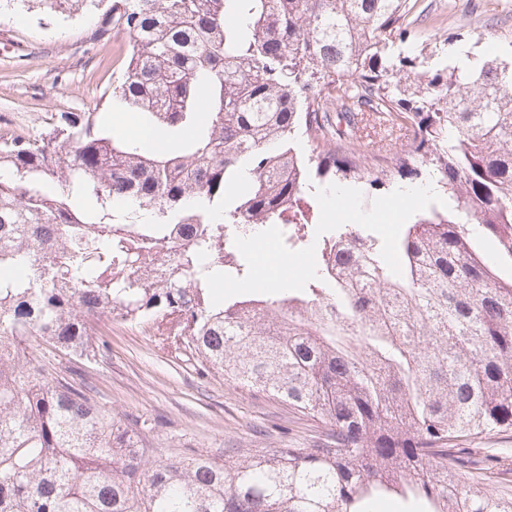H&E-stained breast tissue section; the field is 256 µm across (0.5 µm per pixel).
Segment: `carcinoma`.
I'll return each mask as SVG.
<instances>
[{
  "label": "carcinoma",
  "instance_id": "1",
  "mask_svg": "<svg viewBox=\"0 0 512 512\" xmlns=\"http://www.w3.org/2000/svg\"><path fill=\"white\" fill-rule=\"evenodd\" d=\"M102 0H39L50 13ZM411 0H112L130 37L112 101L165 143L60 112L0 135V512H369L383 495L427 512H512L511 467L472 472L450 444L512 428V63L433 67L403 48ZM388 112L411 142L378 168L329 119ZM312 146L308 156L300 142ZM434 179L398 264L354 224L322 238L306 287L218 300L249 280L250 224L302 252L324 182L373 190ZM490 238L495 258L481 252ZM106 316L329 428L314 448L153 458L155 420L127 425L82 375L111 352Z\"/></svg>",
  "mask_w": 512,
  "mask_h": 512
}]
</instances>
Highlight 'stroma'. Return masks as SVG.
Here are the masks:
<instances>
[{
  "label": "stroma",
  "mask_w": 512,
  "mask_h": 512,
  "mask_svg": "<svg viewBox=\"0 0 512 512\" xmlns=\"http://www.w3.org/2000/svg\"><path fill=\"white\" fill-rule=\"evenodd\" d=\"M416 13L413 49L440 55L448 50L447 39L458 36L480 59L512 61V0H418ZM104 20L101 9L67 18L47 13L37 0H0V131L33 138L59 112L98 113L115 131L138 127L137 113L116 108L111 98L129 37L114 30L97 38ZM431 202L428 196L402 202L391 187L362 192L343 205L341 218L314 225L312 238L334 233L341 222L358 224L392 260L405 225ZM249 258L258 278L301 288L315 271L317 252L309 250L301 270L282 278L276 270L285 258L274 248L250 251ZM98 329L112 347L107 360L73 365L41 346L33 352L48 373L75 367L119 418H154L149 440L154 456L186 459L203 453L220 460L228 448H308L324 435L311 418L203 371L191 354L171 352L151 326L103 319Z\"/></svg>",
  "instance_id": "obj_1"
}]
</instances>
